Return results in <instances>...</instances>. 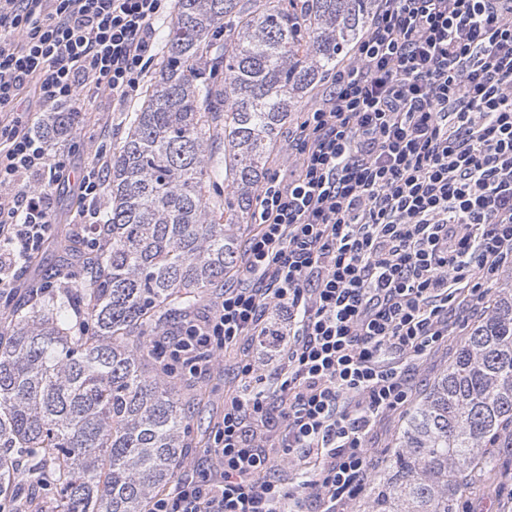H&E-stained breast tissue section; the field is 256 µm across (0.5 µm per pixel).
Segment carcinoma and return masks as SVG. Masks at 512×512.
<instances>
[{"label": "carcinoma", "instance_id": "carcinoma-1", "mask_svg": "<svg viewBox=\"0 0 512 512\" xmlns=\"http://www.w3.org/2000/svg\"><path fill=\"white\" fill-rule=\"evenodd\" d=\"M375 0H177L166 56L112 153L102 249L81 282L0 313V499L43 512H148L185 464L189 404L155 353L166 316L224 287L279 131L355 44ZM222 72L217 83L206 72ZM224 183V195L206 193ZM512 426V287L407 422L367 512H457Z\"/></svg>", "mask_w": 512, "mask_h": 512}]
</instances>
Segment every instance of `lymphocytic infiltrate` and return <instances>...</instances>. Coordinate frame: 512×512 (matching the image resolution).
Listing matches in <instances>:
<instances>
[{
    "instance_id": "obj_1",
    "label": "lymphocytic infiltrate",
    "mask_w": 512,
    "mask_h": 512,
    "mask_svg": "<svg viewBox=\"0 0 512 512\" xmlns=\"http://www.w3.org/2000/svg\"><path fill=\"white\" fill-rule=\"evenodd\" d=\"M173 7L0 0L1 296L52 235L53 186L80 204L72 234L100 247L103 164L72 179L68 150L51 148L36 116L61 106L82 128L88 94L124 111ZM283 151L291 174L259 186L235 278L165 339L182 375L218 368L236 346L244 356L209 465L150 512H343L364 493L379 423L409 403L423 359L488 314L512 267V0H378ZM256 348L279 354L266 394L251 390ZM306 460L296 487L270 475Z\"/></svg>"
}]
</instances>
